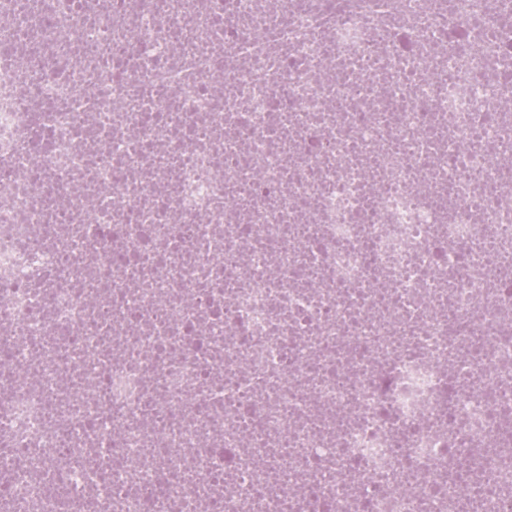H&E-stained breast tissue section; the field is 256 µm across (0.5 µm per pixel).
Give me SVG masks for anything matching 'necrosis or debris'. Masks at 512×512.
<instances>
[{
  "instance_id": "necrosis-or-debris-1",
  "label": "necrosis or debris",
  "mask_w": 512,
  "mask_h": 512,
  "mask_svg": "<svg viewBox=\"0 0 512 512\" xmlns=\"http://www.w3.org/2000/svg\"><path fill=\"white\" fill-rule=\"evenodd\" d=\"M0 512H512V0H0Z\"/></svg>"
}]
</instances>
